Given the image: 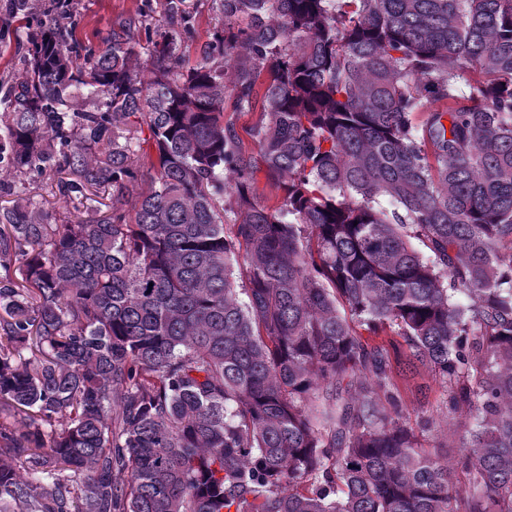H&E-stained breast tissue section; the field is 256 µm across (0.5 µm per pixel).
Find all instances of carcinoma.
<instances>
[{"label": "carcinoma", "mask_w": 512, "mask_h": 512, "mask_svg": "<svg viewBox=\"0 0 512 512\" xmlns=\"http://www.w3.org/2000/svg\"><path fill=\"white\" fill-rule=\"evenodd\" d=\"M69 4L0 82V512H512V0H212L191 64L197 0ZM78 3L70 22L79 42L102 47L118 23L136 15L141 0H73ZM201 5L192 20L193 36L187 39L181 47L184 58L191 62L196 57L197 48L207 41L213 32L214 28L218 26V17L209 9L207 2ZM254 193L258 200L268 205H275L281 196L276 183L268 179L263 172L258 173L256 176ZM26 186L31 195L40 203L43 209L50 216L52 224H76L78 221H86L98 217L105 208L95 200L109 203L107 194H100V197L92 199L69 200L59 195L56 180L48 176H31L27 178ZM419 386L423 387V395L417 394ZM400 389L403 398V409L407 421L417 428L416 424L427 418L445 419L448 415V423L452 426H460L463 431L464 422L467 421L464 416L459 414H449L446 409V396L440 387L439 382L435 381L427 373L421 372L420 375L409 377L400 382Z\"/></svg>", "instance_id": "1"}]
</instances>
